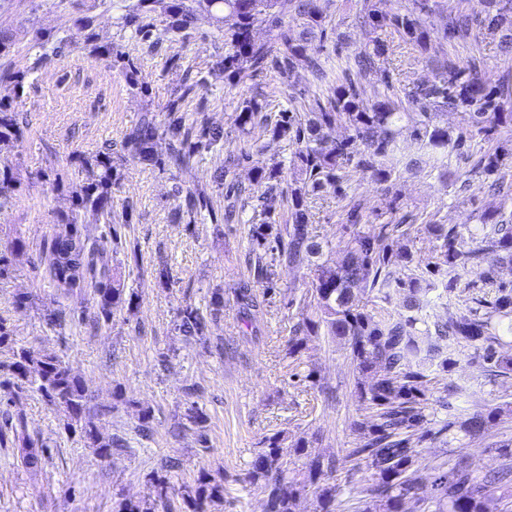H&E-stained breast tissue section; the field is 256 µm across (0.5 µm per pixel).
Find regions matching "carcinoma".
I'll return each instance as SVG.
<instances>
[{"mask_svg":"<svg viewBox=\"0 0 512 512\" xmlns=\"http://www.w3.org/2000/svg\"><path fill=\"white\" fill-rule=\"evenodd\" d=\"M160 0H137L121 17L122 24L149 41L152 30L144 21ZM206 7L224 13L234 23L224 33V58L219 66L228 80H241L247 71L267 68L286 75L295 67H305L321 82L327 78L318 57L309 53V43L326 31V16L316 0H203ZM439 6L438 0H413L412 7L395 13H379L371 8L366 15L376 29H390L420 50H427L430 33L424 17ZM163 10L170 18L168 31L180 32L190 25L192 9L185 0H169ZM293 17L296 26H288ZM263 26L272 34L276 46L258 44L252 30ZM486 29L500 35L503 55L512 58V0H489L484 19ZM473 29L470 16L458 9L448 15L443 39L465 42ZM385 45L376 41L372 50H363L345 63V82L336 86L334 95L323 104L315 102L309 111L283 112L270 125L257 120L259 109L249 104L236 118L238 127L260 128L255 143L266 150L282 139L297 144L292 159L296 178L284 184L282 163L273 162L255 171L254 184L263 194H279L287 202L285 223L278 224L275 212L267 204L253 210L251 234L245 254L247 276L231 291L238 313L251 322L253 311L262 301L259 286L273 284L274 264L307 266L313 277L300 296L301 310L288 354L301 352L312 336H331L344 341L349 351L355 386L364 404V413L351 423L360 437L351 456L371 471L372 479L360 487L357 512H490L486 488L512 485V463L477 474L465 457L454 462L427 459L420 447L426 441L448 444L454 431L472 437L486 433L487 423L500 407L476 405L462 415L449 401L463 391L454 381L444 383L442 391L430 389L432 370L446 372L453 364L452 351L468 346L476 351L483 375L491 381L512 376V357L501 354V336L512 333V285L498 279L500 269H512V222L502 210L485 211L475 230L463 235L455 225L422 224L420 230L434 240L427 262L415 259L402 241L410 240L411 224H362L360 205L348 213L351 223L344 225L349 238L338 262L323 258L324 245L310 231V196L328 188L342 191L354 167L381 183L391 181L400 163L399 122L401 104L387 97L369 108L360 105V93L349 75H361L372 68L374 57L383 54ZM438 80L418 85L408 94L410 103L420 110L421 120L414 133L416 150L434 156L449 154L463 146L464 134L452 137L448 129L435 122L433 109L447 107L464 111L465 130L489 133L512 123V113L499 111L497 98L503 91L490 87L473 64L444 59L438 64ZM202 80H183L168 103L162 120L151 112L142 114L121 141V154L112 158V148L95 160L81 161L82 179L72 192L73 209L62 219L64 232L45 242L39 255L56 287L68 292L93 286L92 308L81 310L45 309L44 318L54 326H75L95 330L112 319L123 307L134 311L135 296L126 292L116 255L123 248L120 229L128 226V209L113 210L114 193L119 185L117 161L131 157L160 169H180L204 155L220 158L224 128L199 120L197 113L181 111L183 103L194 97ZM345 124L353 130L346 139L331 140L325 131ZM23 130L11 103L0 100V146L20 140ZM167 144L166 153L157 151V143ZM512 151L496 149L482 155L472 171L493 174L508 166ZM246 190L231 182L222 205L212 194L200 188L186 193L177 191L178 214L192 223L200 216L213 229L221 231L224 221L233 216L237 203L244 201ZM456 271L475 272L481 287L490 297L471 298V306L447 319H430L425 308L432 302L448 300L459 278H448ZM401 298L402 312L382 314L367 309L379 302ZM224 316V289L211 293L208 309L186 304L178 308L174 331L188 340L206 341L212 323ZM13 331L0 319V347L12 350L7 365L8 378L0 380V389L10 398L17 397L24 385H34L50 405L62 409L70 423L79 425L89 446L104 458L126 447V440L114 434L105 438L99 432L88 407L83 381L56 356H36L24 348H13ZM200 388L186 390V407L175 415L178 431L193 428L200 442H207L206 414L199 404ZM308 441L299 438L290 447L283 446L281 434L263 441L251 462L249 480L265 495V512H296L298 499L309 489L317 494L320 512H336L338 487L334 473L339 461L333 457H310ZM0 448H18L23 464L35 468L41 463L44 443L32 438L22 414L3 415ZM305 458L301 468L288 467V453ZM431 472V494L424 492V473ZM155 488L153 502L120 498L114 512H169L174 487L167 475H150ZM184 512H207L209 505L224 501V484L201 470L195 486L182 495Z\"/></svg>","mask_w":512,"mask_h":512,"instance_id":"1","label":"carcinoma"}]
</instances>
